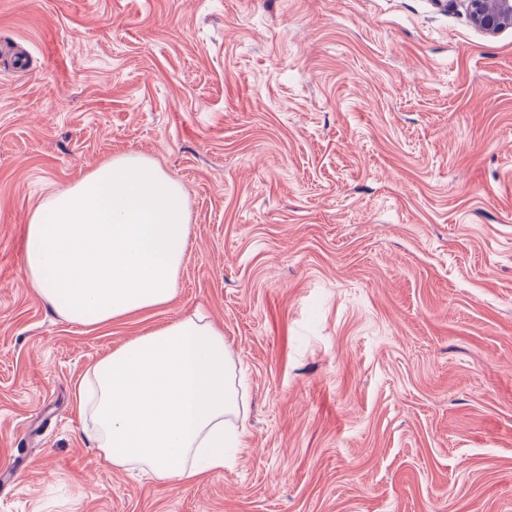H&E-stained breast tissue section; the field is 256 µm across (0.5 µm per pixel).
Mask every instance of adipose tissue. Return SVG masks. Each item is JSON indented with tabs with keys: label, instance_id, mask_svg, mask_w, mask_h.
I'll return each mask as SVG.
<instances>
[{
	"label": "adipose tissue",
	"instance_id": "1",
	"mask_svg": "<svg viewBox=\"0 0 512 512\" xmlns=\"http://www.w3.org/2000/svg\"><path fill=\"white\" fill-rule=\"evenodd\" d=\"M188 220L177 179L147 156L116 155L29 214L23 271L67 321L108 325L174 300ZM231 367L223 330L203 317L157 326L81 377L83 433L112 467L196 485L242 438L228 421L238 411Z\"/></svg>",
	"mask_w": 512,
	"mask_h": 512
}]
</instances>
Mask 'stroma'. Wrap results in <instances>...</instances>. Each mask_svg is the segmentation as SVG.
<instances>
[{
	"label": "stroma",
	"mask_w": 512,
	"mask_h": 512,
	"mask_svg": "<svg viewBox=\"0 0 512 512\" xmlns=\"http://www.w3.org/2000/svg\"><path fill=\"white\" fill-rule=\"evenodd\" d=\"M189 198L167 306L88 328L24 282L29 213L112 156ZM224 331L240 448L113 468L76 382ZM0 512H512V27L449 0H0Z\"/></svg>",
	"instance_id": "1"
}]
</instances>
